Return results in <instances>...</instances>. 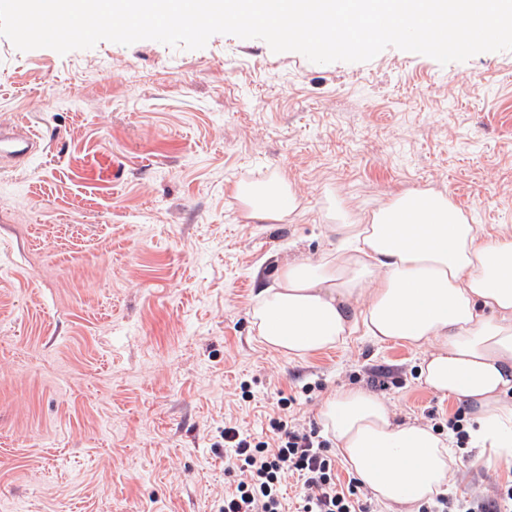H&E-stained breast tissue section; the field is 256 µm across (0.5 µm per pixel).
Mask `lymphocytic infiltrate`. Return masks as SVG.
Masks as SVG:
<instances>
[{"label":"lymphocytic infiltrate","instance_id":"obj_1","mask_svg":"<svg viewBox=\"0 0 512 512\" xmlns=\"http://www.w3.org/2000/svg\"><path fill=\"white\" fill-rule=\"evenodd\" d=\"M292 403L289 397L278 399L268 418L267 438L225 427L227 469L239 471L241 477L225 489L221 512H369L357 482L338 479L328 441L291 419ZM288 476L301 483L292 503L283 493ZM420 512H512V480L497 485L490 496H437Z\"/></svg>","mask_w":512,"mask_h":512}]
</instances>
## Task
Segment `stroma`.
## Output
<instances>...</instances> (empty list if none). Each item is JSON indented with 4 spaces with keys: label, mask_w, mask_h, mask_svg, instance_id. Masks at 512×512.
I'll return each instance as SVG.
<instances>
[{
    "label": "stroma",
    "mask_w": 512,
    "mask_h": 512,
    "mask_svg": "<svg viewBox=\"0 0 512 512\" xmlns=\"http://www.w3.org/2000/svg\"><path fill=\"white\" fill-rule=\"evenodd\" d=\"M20 118L41 140L0 168V512H220L225 425L261 435L282 397L308 427L348 388L402 421L459 410L423 385V350L354 335L290 358L249 310L277 263L335 240L330 197L356 215L442 191L512 225V50L317 64L224 34L63 55L0 36V124ZM275 176L304 213L242 218L236 185ZM511 478L472 459L449 492Z\"/></svg>",
    "instance_id": "35a3bbf8"
}]
</instances>
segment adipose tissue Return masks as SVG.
I'll return each instance as SVG.
<instances>
[{
  "instance_id": "obj_1",
  "label": "adipose tissue",
  "mask_w": 512,
  "mask_h": 512,
  "mask_svg": "<svg viewBox=\"0 0 512 512\" xmlns=\"http://www.w3.org/2000/svg\"><path fill=\"white\" fill-rule=\"evenodd\" d=\"M244 216L290 223L304 205L286 178L235 188ZM336 244L317 259L276 267L250 309L261 343L291 358L347 343L354 333L426 348L419 375L469 409L479 459L512 462V226L472 224L447 194L409 190L356 221L337 207ZM323 433L389 512H416L449 485L453 435L396 422L362 389L327 397Z\"/></svg>"
}]
</instances>
